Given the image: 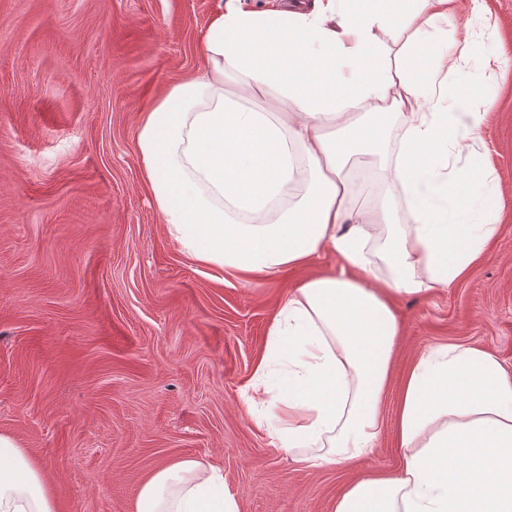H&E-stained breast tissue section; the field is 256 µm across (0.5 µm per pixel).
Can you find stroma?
I'll return each instance as SVG.
<instances>
[{
    "instance_id": "1",
    "label": "stroma",
    "mask_w": 512,
    "mask_h": 512,
    "mask_svg": "<svg viewBox=\"0 0 512 512\" xmlns=\"http://www.w3.org/2000/svg\"><path fill=\"white\" fill-rule=\"evenodd\" d=\"M216 0H0V432L39 459L62 512H132L156 466L223 470L240 512H327L353 476L395 472L401 380L428 348L474 343L512 372V222L461 283L396 301L374 452L311 469L242 407L282 300L336 254L273 278L201 266L141 184L138 116L201 64ZM465 109L489 113L512 204V0H473Z\"/></svg>"
}]
</instances>
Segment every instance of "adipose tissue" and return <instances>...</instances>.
I'll list each match as a JSON object with an SVG mask.
<instances>
[{
	"label": "adipose tissue",
	"mask_w": 512,
	"mask_h": 512,
	"mask_svg": "<svg viewBox=\"0 0 512 512\" xmlns=\"http://www.w3.org/2000/svg\"><path fill=\"white\" fill-rule=\"evenodd\" d=\"M466 2L218 0L200 71L140 115L142 186L189 258L269 278L327 251L341 261L284 300L241 392L246 407H271L274 446L306 467L376 448L396 299L467 277L512 217L488 155L471 151L488 113L454 106L469 41L446 25ZM370 165L382 187L355 204L349 176ZM278 359L288 368L273 383ZM396 438L400 472L353 479L329 512H512V375L490 350L420 353ZM0 512H61L42 466L4 432ZM134 512L240 510L223 472L189 456L141 481Z\"/></svg>",
	"instance_id": "adipose-tissue-1"
}]
</instances>
